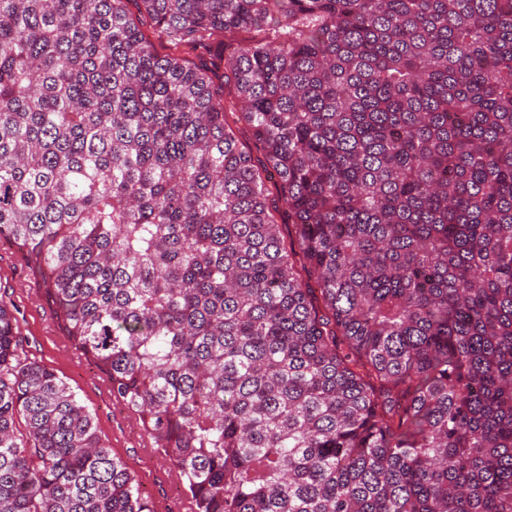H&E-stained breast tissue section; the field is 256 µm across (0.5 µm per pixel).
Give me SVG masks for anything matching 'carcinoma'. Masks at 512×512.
<instances>
[{"mask_svg": "<svg viewBox=\"0 0 512 512\" xmlns=\"http://www.w3.org/2000/svg\"><path fill=\"white\" fill-rule=\"evenodd\" d=\"M126 2L0 0V241L194 512H512V0H141L275 194ZM0 512H152L3 301ZM181 55L187 62L205 67L216 84L225 80L224 72L227 73V71L224 65V53L216 45L208 50H186ZM231 124L235 130L239 144L245 147L247 150L250 149V151L253 154L255 165L258 167L262 175L268 178V185H272L275 181V177L273 176V174L270 175V169L266 168L265 170L264 166H266V161L262 154L256 149L251 138V133L247 128L246 124L244 123V121L240 120L236 125L233 124L231 121ZM271 176L272 179H269Z\"/></svg>", "mask_w": 512, "mask_h": 512, "instance_id": "carcinoma-1", "label": "carcinoma"}]
</instances>
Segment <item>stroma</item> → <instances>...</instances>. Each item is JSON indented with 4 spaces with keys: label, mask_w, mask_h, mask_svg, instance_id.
<instances>
[{
    "label": "stroma",
    "mask_w": 512,
    "mask_h": 512,
    "mask_svg": "<svg viewBox=\"0 0 512 512\" xmlns=\"http://www.w3.org/2000/svg\"><path fill=\"white\" fill-rule=\"evenodd\" d=\"M183 57L205 67L214 82L223 83L228 111L242 112L233 85L223 82L224 54L218 47L187 51ZM0 300L18 320L27 355L54 369L93 412L102 441L135 475L154 512H182L188 496L178 484L171 462L153 446L138 418L115 401L98 370L71 346L43 296L41 283L31 276L18 249L1 242Z\"/></svg>",
    "instance_id": "obj_1"
}]
</instances>
